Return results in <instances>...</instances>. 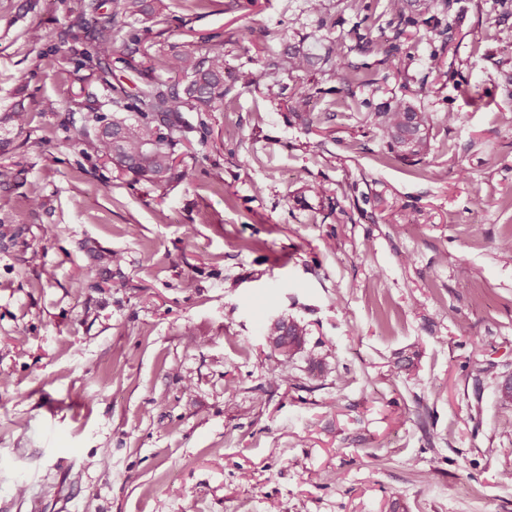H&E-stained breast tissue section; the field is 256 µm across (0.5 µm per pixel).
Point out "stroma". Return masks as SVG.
I'll return each instance as SVG.
<instances>
[{"label": "stroma", "instance_id": "obj_1", "mask_svg": "<svg viewBox=\"0 0 512 512\" xmlns=\"http://www.w3.org/2000/svg\"><path fill=\"white\" fill-rule=\"evenodd\" d=\"M89 2L0 0V512H512V0L400 36L385 0L360 29L350 0H167L142 48L223 45L226 95L160 188L96 151L90 112L142 77L123 45L110 83L81 67ZM302 39L339 69L238 80ZM400 97L415 166L371 124ZM275 319L303 353L273 354ZM259 333L271 350L285 359L303 351L306 330L295 321L271 320L261 326Z\"/></svg>", "mask_w": 512, "mask_h": 512}]
</instances>
